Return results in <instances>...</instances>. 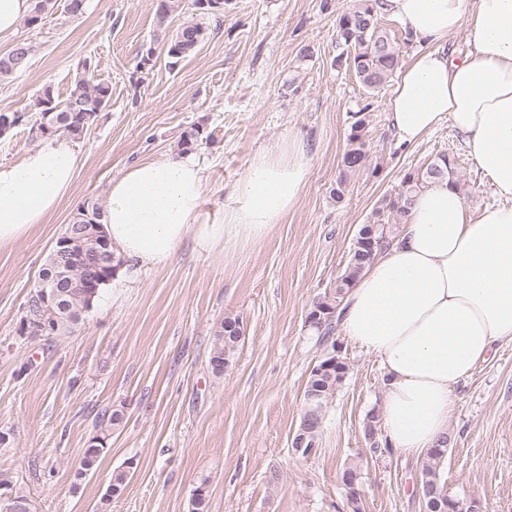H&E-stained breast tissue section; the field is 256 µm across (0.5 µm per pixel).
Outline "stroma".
Masks as SVG:
<instances>
[{"instance_id":"stroma-1","label":"stroma","mask_w":512,"mask_h":512,"mask_svg":"<svg viewBox=\"0 0 512 512\" xmlns=\"http://www.w3.org/2000/svg\"><path fill=\"white\" fill-rule=\"evenodd\" d=\"M66 5L53 0L37 26L20 25L16 38L34 52L25 71L0 78V112H31L48 84L66 97L86 67L112 97L74 145L82 166L60 208L28 237L0 246V431L10 435L0 472L32 512H96L113 472L129 461L110 512H191L202 483L208 512H423V459L372 452L365 432L368 416L383 409L378 357L339 332L320 342L306 318L332 295L361 224L397 195L406 172L454 156L472 215L497 205L461 137L444 123L399 145L387 119L393 83L370 91L336 67V21L352 0H232L220 20H207L198 52L173 70L165 30L196 19L192 0H181L165 28L157 0H86L77 18ZM147 46L155 58L142 68ZM358 118L369 156L346 175L342 157ZM195 123L205 130L192 154L205 178L203 217L232 204L254 158L291 141L309 167L298 205L263 241L205 251L189 239L137 287L114 279L71 332L20 335L38 273L78 208L91 198L107 203L112 180L130 165L178 157L180 135ZM228 317L239 319L243 337L217 373L213 328ZM335 344L348 369L323 410L316 453L295 457L291 437L310 372ZM454 398L443 463L449 491L483 512H512V341L499 343ZM115 408L125 423L96 471L76 479L97 414ZM350 463L363 473L355 510L339 479Z\"/></svg>"}]
</instances>
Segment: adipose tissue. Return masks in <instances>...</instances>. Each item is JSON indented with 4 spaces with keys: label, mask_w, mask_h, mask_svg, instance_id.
Wrapping results in <instances>:
<instances>
[{
    "label": "adipose tissue",
    "mask_w": 512,
    "mask_h": 512,
    "mask_svg": "<svg viewBox=\"0 0 512 512\" xmlns=\"http://www.w3.org/2000/svg\"><path fill=\"white\" fill-rule=\"evenodd\" d=\"M381 4L417 46L389 102L393 133L410 144L448 121L502 200L475 218L448 180L427 184L339 308L344 335L381 363L386 440L421 457L448 431L455 388L512 340V0ZM459 29L473 53L456 63L445 44ZM79 167L70 141L59 137L17 164H0V246L45 223ZM307 175L294 146L258 156L222 220L209 222L200 217L205 180L195 161L130 166L109 187L104 226L125 262V284H136L143 266L169 265L189 237L205 250L265 239L298 204Z\"/></svg>",
    "instance_id": "1"
}]
</instances>
